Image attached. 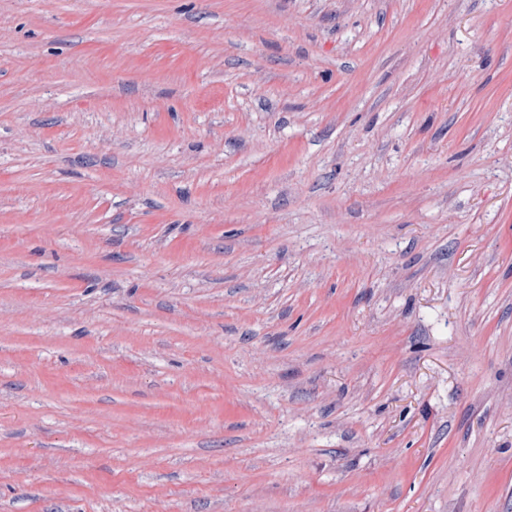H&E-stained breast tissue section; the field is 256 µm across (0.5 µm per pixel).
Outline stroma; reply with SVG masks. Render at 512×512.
<instances>
[{
	"label": "stroma",
	"mask_w": 512,
	"mask_h": 512,
	"mask_svg": "<svg viewBox=\"0 0 512 512\" xmlns=\"http://www.w3.org/2000/svg\"><path fill=\"white\" fill-rule=\"evenodd\" d=\"M0 512H512V0H0Z\"/></svg>",
	"instance_id": "obj_1"
}]
</instances>
